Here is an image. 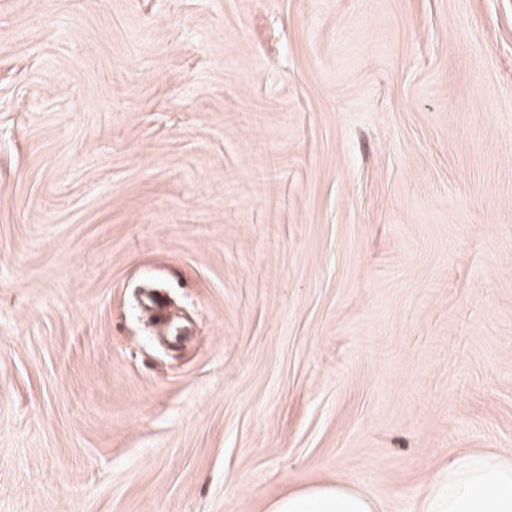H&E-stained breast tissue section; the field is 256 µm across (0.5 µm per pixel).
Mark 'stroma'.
Returning <instances> with one entry per match:
<instances>
[{"instance_id":"1","label":"stroma","mask_w":512,"mask_h":512,"mask_svg":"<svg viewBox=\"0 0 512 512\" xmlns=\"http://www.w3.org/2000/svg\"><path fill=\"white\" fill-rule=\"evenodd\" d=\"M466 453L512 459V0H0V512H418ZM264 512H377L366 495L342 485H310L268 501Z\"/></svg>"}]
</instances>
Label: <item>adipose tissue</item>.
<instances>
[{"mask_svg": "<svg viewBox=\"0 0 512 512\" xmlns=\"http://www.w3.org/2000/svg\"><path fill=\"white\" fill-rule=\"evenodd\" d=\"M264 512H377L366 495L341 485H310L268 501ZM421 512H512V462L463 455L440 470Z\"/></svg>", "mask_w": 512, "mask_h": 512, "instance_id": "adipose-tissue-1", "label": "adipose tissue"}]
</instances>
